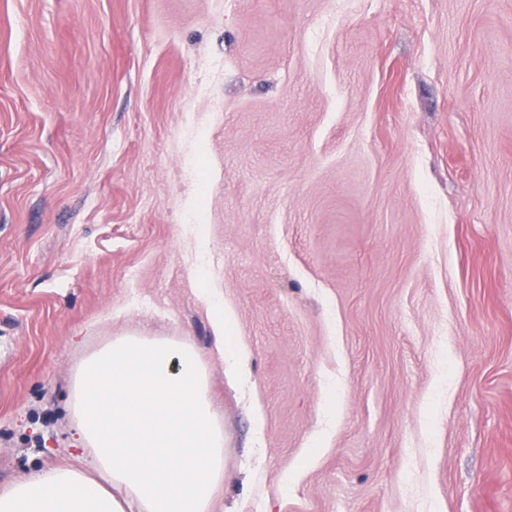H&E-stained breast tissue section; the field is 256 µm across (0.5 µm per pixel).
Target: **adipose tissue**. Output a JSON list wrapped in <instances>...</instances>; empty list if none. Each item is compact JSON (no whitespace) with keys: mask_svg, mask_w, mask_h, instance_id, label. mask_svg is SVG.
Masks as SVG:
<instances>
[{"mask_svg":"<svg viewBox=\"0 0 512 512\" xmlns=\"http://www.w3.org/2000/svg\"><path fill=\"white\" fill-rule=\"evenodd\" d=\"M69 407L93 470L42 469L0 491V512H212L224 430L190 344L115 339L82 362Z\"/></svg>","mask_w":512,"mask_h":512,"instance_id":"obj_1","label":"adipose tissue"}]
</instances>
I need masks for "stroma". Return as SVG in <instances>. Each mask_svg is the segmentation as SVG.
<instances>
[{
  "mask_svg": "<svg viewBox=\"0 0 512 512\" xmlns=\"http://www.w3.org/2000/svg\"><path fill=\"white\" fill-rule=\"evenodd\" d=\"M123 336L204 363L213 512H512V0H0V488ZM213 326L216 332L215 346L218 353L224 359L226 372L233 377L240 376L244 363V353L237 344L224 342V311L218 305L212 303Z\"/></svg>",
  "mask_w": 512,
  "mask_h": 512,
  "instance_id": "obj_1",
  "label": "stroma"
}]
</instances>
